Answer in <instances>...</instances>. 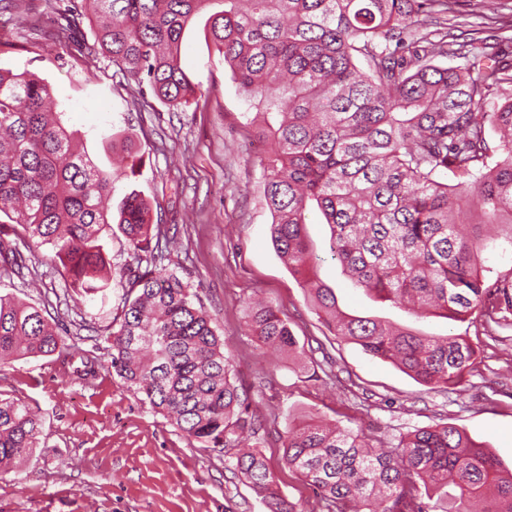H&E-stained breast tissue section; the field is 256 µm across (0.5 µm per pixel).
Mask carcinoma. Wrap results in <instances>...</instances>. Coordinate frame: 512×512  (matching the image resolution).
<instances>
[{"instance_id":"carcinoma-1","label":"carcinoma","mask_w":512,"mask_h":512,"mask_svg":"<svg viewBox=\"0 0 512 512\" xmlns=\"http://www.w3.org/2000/svg\"><path fill=\"white\" fill-rule=\"evenodd\" d=\"M456 0H82L51 5L48 36L78 41L88 20L98 53L172 112L202 93L182 64L186 27L217 5L209 32L233 80L257 107L271 241L328 330L432 389L476 371L461 335L426 336L348 314L321 283L306 234L315 205L330 251L353 284L417 315L512 326V269L491 280L488 255L512 248V38L456 45ZM460 57L448 67L443 60ZM52 89L37 75L0 71V269L20 274L31 257L12 246L52 247L49 261L83 295L112 282L105 206L116 173L74 147ZM450 175L451 183L445 180ZM118 229L132 252L110 368L139 400L204 448L233 451V470L270 512H293L261 453L240 449L256 433L248 397L231 381L224 340L190 285L157 268L168 236L150 204L130 193ZM258 339L290 354L298 342L277 309L248 306ZM69 333L37 306L0 295V366L69 354ZM40 423L19 400L0 398V470L38 446ZM288 469L326 512H512V469L452 424L371 448L365 435L322 422L288 425Z\"/></svg>"}]
</instances>
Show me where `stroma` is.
<instances>
[{
    "mask_svg": "<svg viewBox=\"0 0 512 512\" xmlns=\"http://www.w3.org/2000/svg\"><path fill=\"white\" fill-rule=\"evenodd\" d=\"M204 17L186 28L181 56L205 93L186 111L171 112L139 93L111 61L96 53L91 33L70 47L16 36L0 38V70H29L47 81L64 123L81 150L103 168L105 142L136 134L141 164L118 175L112 206L136 191L174 243L161 264L188 282L211 315L230 357L234 379L248 395L259 448L295 512H321L309 485L284 462L289 414L310 415L372 443L396 441L435 423H450L512 465V330L485 334L477 323L442 316L419 319L354 287L333 259L331 230L316 211L307 218L320 279L340 307L420 329L462 334L478 349L468 389H429L391 363L331 336L297 277L275 252L261 159L269 145L249 120L255 109L224 58L205 35ZM49 247L26 277L0 271V295L28 301L70 330L68 358L30 356L0 367V396L17 398L41 419L39 446L0 471V512H269L227 456L201 447L136 398L110 369L112 322L121 314L122 286L106 294L57 297L68 282L50 263ZM260 297L288 321L307 367L263 346L247 327V303ZM96 376L78 378L83 358Z\"/></svg>",
    "mask_w": 512,
    "mask_h": 512,
    "instance_id": "35a3bbf8",
    "label": "stroma"
}]
</instances>
